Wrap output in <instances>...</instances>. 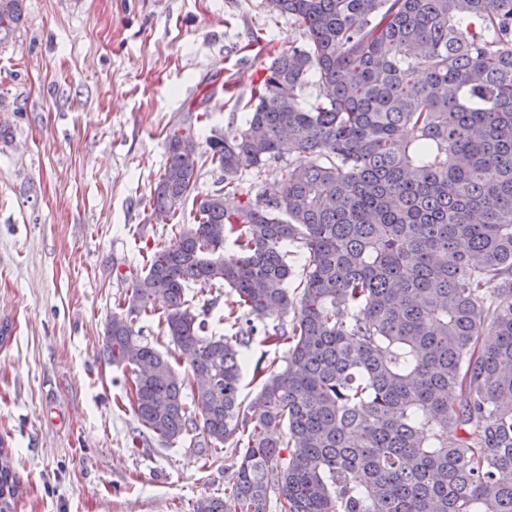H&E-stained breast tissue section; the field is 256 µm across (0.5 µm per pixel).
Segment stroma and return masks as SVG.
Returning a JSON list of instances; mask_svg holds the SVG:
<instances>
[{
	"instance_id": "35a3bbf8",
	"label": "stroma",
	"mask_w": 512,
	"mask_h": 512,
	"mask_svg": "<svg viewBox=\"0 0 512 512\" xmlns=\"http://www.w3.org/2000/svg\"><path fill=\"white\" fill-rule=\"evenodd\" d=\"M0 44V445L15 512H193L237 457L151 439L103 356L115 299L169 225L151 203L188 111L242 121L265 59L298 33L266 0H23ZM235 87L227 97L225 84Z\"/></svg>"
}]
</instances>
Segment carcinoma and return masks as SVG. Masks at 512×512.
Here are the masks:
<instances>
[{
	"label": "carcinoma",
	"instance_id": "obj_1",
	"mask_svg": "<svg viewBox=\"0 0 512 512\" xmlns=\"http://www.w3.org/2000/svg\"><path fill=\"white\" fill-rule=\"evenodd\" d=\"M21 2L0 0V42ZM267 3L302 44L274 51L206 152L208 113L169 130L153 207L171 220L192 196L194 223L118 299L104 356L150 434L239 451L230 491L195 512H512V0ZM288 146L275 193L240 187ZM202 160L224 189L197 194ZM193 285L235 297L227 333L206 334ZM157 298L183 374L144 335ZM258 333L290 347L255 361L246 402ZM17 496L0 448V512ZM262 336L257 335L255 337L254 342L251 345V348L249 350V356L252 359V365L254 364L255 360L260 356L262 351L269 350L270 354L268 357H274L277 356L279 360H282V357L287 354L288 351V344H281L276 350L275 347H265L260 344ZM250 366L248 370L244 373V382H243V389L241 391V399L247 400V402L253 397L254 391L256 389V384H249L252 379V369L253 366Z\"/></svg>",
	"mask_w": 512,
	"mask_h": 512
}]
</instances>
